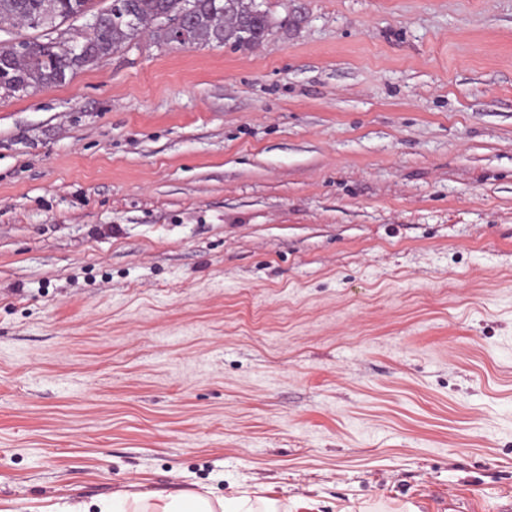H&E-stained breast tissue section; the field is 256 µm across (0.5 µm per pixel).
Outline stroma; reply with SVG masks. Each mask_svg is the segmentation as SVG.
Returning a JSON list of instances; mask_svg holds the SVG:
<instances>
[{"mask_svg": "<svg viewBox=\"0 0 512 512\" xmlns=\"http://www.w3.org/2000/svg\"><path fill=\"white\" fill-rule=\"evenodd\" d=\"M0 97V500L512 512V0H265ZM42 508L40 512H275L263 498H253L250 491H241L231 498L212 499L195 491L186 490L175 496L149 498L140 494L112 495L102 498L66 502Z\"/></svg>", "mask_w": 512, "mask_h": 512, "instance_id": "35a3bbf8", "label": "stroma"}]
</instances>
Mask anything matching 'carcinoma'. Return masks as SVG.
Here are the masks:
<instances>
[{
	"mask_svg": "<svg viewBox=\"0 0 512 512\" xmlns=\"http://www.w3.org/2000/svg\"><path fill=\"white\" fill-rule=\"evenodd\" d=\"M122 11L124 17L119 18L112 4L98 7L96 0H0V24L18 23L48 34L41 41H27L29 52L19 61L7 54L0 57L5 77L0 95L23 96L62 85L135 41L146 29L156 42L169 44L172 24L179 20H188L187 46L231 43L249 50L269 36L258 0H123ZM88 16L97 19L94 36L77 41L60 32L64 24Z\"/></svg>",
	"mask_w": 512,
	"mask_h": 512,
	"instance_id": "obj_1",
	"label": "carcinoma"
}]
</instances>
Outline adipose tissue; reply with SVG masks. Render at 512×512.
I'll return each instance as SVG.
<instances>
[{
	"label": "adipose tissue",
	"instance_id": "1",
	"mask_svg": "<svg viewBox=\"0 0 512 512\" xmlns=\"http://www.w3.org/2000/svg\"><path fill=\"white\" fill-rule=\"evenodd\" d=\"M44 512H275L263 498L241 491L231 498L213 499L186 490L174 496L149 498L140 494L116 495L113 498L72 501Z\"/></svg>",
	"mask_w": 512,
	"mask_h": 512
}]
</instances>
